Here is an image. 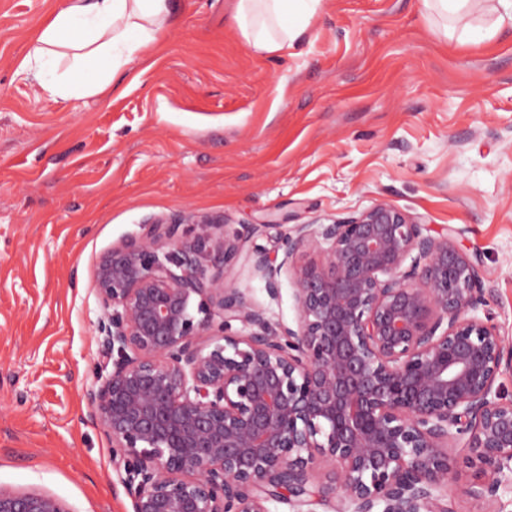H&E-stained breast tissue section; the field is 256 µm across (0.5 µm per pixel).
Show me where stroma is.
Returning <instances> with one entry per match:
<instances>
[{"mask_svg": "<svg viewBox=\"0 0 512 512\" xmlns=\"http://www.w3.org/2000/svg\"><path fill=\"white\" fill-rule=\"evenodd\" d=\"M66 0H0V486L73 512H133L112 443L88 418L99 372L101 256L142 224L195 215L279 245L378 203L456 228L512 340V27L469 0L445 28L421 0H320L292 47L262 53L235 0H173L149 63L92 97L52 100L18 67ZM294 324L289 273L270 298Z\"/></svg>", "mask_w": 512, "mask_h": 512, "instance_id": "obj_1", "label": "stroma"}]
</instances>
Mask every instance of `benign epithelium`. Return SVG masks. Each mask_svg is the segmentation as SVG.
<instances>
[{
	"label": "benign epithelium",
	"instance_id": "obj_1",
	"mask_svg": "<svg viewBox=\"0 0 512 512\" xmlns=\"http://www.w3.org/2000/svg\"><path fill=\"white\" fill-rule=\"evenodd\" d=\"M141 229L97 265L112 370L86 391L133 512H271L285 496L330 512H455L443 490L457 443L480 512L512 493V398L499 382L512 342L454 230L433 234L384 203L299 224L281 253L253 242L264 226ZM312 245L321 260L300 261ZM242 256L273 298L291 273L294 326L235 287ZM0 512L73 510L0 487Z\"/></svg>",
	"mask_w": 512,
	"mask_h": 512
}]
</instances>
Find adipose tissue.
<instances>
[{"mask_svg":"<svg viewBox=\"0 0 512 512\" xmlns=\"http://www.w3.org/2000/svg\"><path fill=\"white\" fill-rule=\"evenodd\" d=\"M317 0H236L235 11L247 41L261 52L287 51L298 34L297 19ZM171 0H67L37 32L20 73L33 76L51 99L90 97L107 84L110 74L137 58H145L166 36ZM67 50L71 63L47 76L45 57ZM102 67L89 80L78 74L90 62Z\"/></svg>","mask_w":512,"mask_h":512,"instance_id":"adipose-tissue-1","label":"adipose tissue"}]
</instances>
